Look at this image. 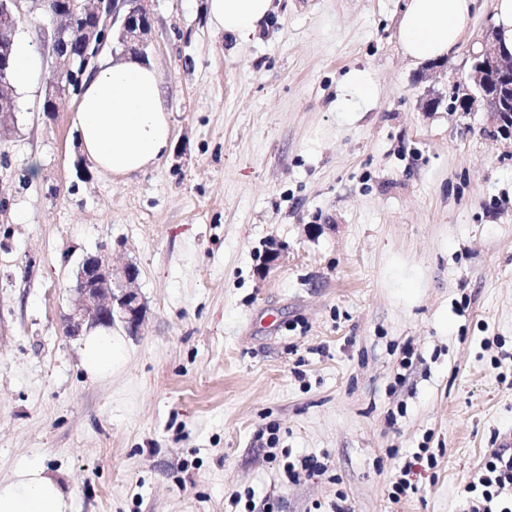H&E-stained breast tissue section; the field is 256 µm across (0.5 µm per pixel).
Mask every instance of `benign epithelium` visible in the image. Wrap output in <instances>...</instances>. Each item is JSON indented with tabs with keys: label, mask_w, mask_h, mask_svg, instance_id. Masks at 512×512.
I'll return each instance as SVG.
<instances>
[{
	"label": "benign epithelium",
	"mask_w": 512,
	"mask_h": 512,
	"mask_svg": "<svg viewBox=\"0 0 512 512\" xmlns=\"http://www.w3.org/2000/svg\"><path fill=\"white\" fill-rule=\"evenodd\" d=\"M26 0H0V68L8 55L19 24L27 19ZM66 7L48 15L43 26L44 42L52 54L73 64L65 54V40L82 46L78 68L87 69L106 48L112 57L146 55V36L152 28L149 0H65ZM80 85H50L45 102L56 106L66 94H77ZM452 97L462 104V111L481 110L490 114L497 132L512 137V43L493 30L486 35L479 50L470 53V69L462 85L452 87ZM139 270L132 264L117 267L104 248L87 255L80 266L76 298L68 317L67 332L78 333L82 326L110 325L114 309H119L128 328L136 331L144 321V306L135 288Z\"/></svg>",
	"instance_id": "obj_1"
}]
</instances>
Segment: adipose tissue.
<instances>
[{"label":"adipose tissue","instance_id":"adipose-tissue-1","mask_svg":"<svg viewBox=\"0 0 512 512\" xmlns=\"http://www.w3.org/2000/svg\"><path fill=\"white\" fill-rule=\"evenodd\" d=\"M474 6L475 0H406L398 24L404 55L416 61L448 56L467 35ZM271 8L272 0H208L211 20L239 44L258 35ZM73 122L86 156L117 179L150 169L173 143L158 73L137 58L87 72ZM81 352L87 374L111 372V328L90 329ZM0 512H72V502L56 476L30 462L0 480Z\"/></svg>","mask_w":512,"mask_h":512}]
</instances>
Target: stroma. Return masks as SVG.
Wrapping results in <instances>:
<instances>
[{
  "label": "stroma",
  "mask_w": 512,
  "mask_h": 512,
  "mask_svg": "<svg viewBox=\"0 0 512 512\" xmlns=\"http://www.w3.org/2000/svg\"><path fill=\"white\" fill-rule=\"evenodd\" d=\"M404 4L273 0L238 46L206 0H153L174 142L126 181L83 154L77 97L43 112L64 65L42 11L23 22L39 67L0 140V478L38 462L73 512H463L512 448V138L449 96L492 0L425 63L401 52ZM103 246L138 268L146 317L114 323L93 378L65 325ZM308 456L325 472L289 480ZM408 462L417 490L393 501Z\"/></svg>",
  "instance_id": "1"
}]
</instances>
